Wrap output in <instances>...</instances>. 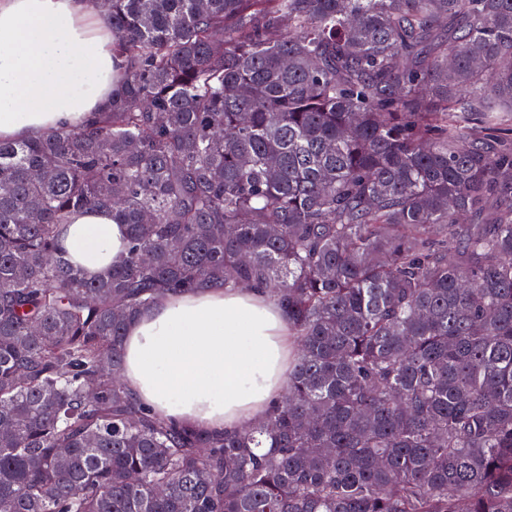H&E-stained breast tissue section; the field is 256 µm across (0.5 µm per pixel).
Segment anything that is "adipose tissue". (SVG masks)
<instances>
[{
  "mask_svg": "<svg viewBox=\"0 0 512 512\" xmlns=\"http://www.w3.org/2000/svg\"><path fill=\"white\" fill-rule=\"evenodd\" d=\"M123 68L90 0H0V140L86 126ZM60 240L91 276L128 249L126 226L106 212L73 215ZM295 347L266 289L200 288L161 297L129 322L122 379L176 426L238 430L283 397Z\"/></svg>",
  "mask_w": 512,
  "mask_h": 512,
  "instance_id": "obj_1",
  "label": "adipose tissue"
}]
</instances>
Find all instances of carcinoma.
<instances>
[{
    "instance_id": "1",
    "label": "carcinoma",
    "mask_w": 512,
    "mask_h": 512,
    "mask_svg": "<svg viewBox=\"0 0 512 512\" xmlns=\"http://www.w3.org/2000/svg\"><path fill=\"white\" fill-rule=\"evenodd\" d=\"M105 22L99 118L0 141V512H512V141L471 127L512 122V0ZM80 210L128 228L93 278L58 244ZM251 285L298 342L266 420L199 433L130 396L139 311Z\"/></svg>"
}]
</instances>
